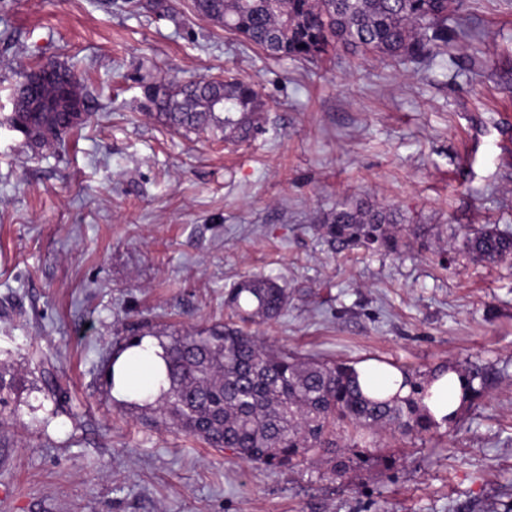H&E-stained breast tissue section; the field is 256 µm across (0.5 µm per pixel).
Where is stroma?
Masks as SVG:
<instances>
[{"label":"stroma","mask_w":512,"mask_h":512,"mask_svg":"<svg viewBox=\"0 0 512 512\" xmlns=\"http://www.w3.org/2000/svg\"><path fill=\"white\" fill-rule=\"evenodd\" d=\"M0 0V368L23 382L0 428V512H507L512 507V258L463 241L512 232V0H463L483 45L447 73L339 47L269 56L196 16L191 0ZM57 60L92 117L32 151L4 120L26 69ZM232 71L265 103L250 140L182 136L144 115L139 74ZM395 211L410 247L342 249L337 207ZM431 231L427 248L416 227ZM278 276L288 306L252 325L321 359L411 372L493 367L455 431L385 433L335 476L238 460L112 393L128 336L224 323L247 274ZM465 247L474 259L497 263L512 256V233L487 227L481 233L467 237Z\"/></svg>","instance_id":"1"}]
</instances>
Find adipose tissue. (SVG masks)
Wrapping results in <instances>:
<instances>
[{
  "mask_svg": "<svg viewBox=\"0 0 512 512\" xmlns=\"http://www.w3.org/2000/svg\"><path fill=\"white\" fill-rule=\"evenodd\" d=\"M156 340L147 337L140 345L124 350L114 363L113 393L119 398L143 399L159 392V380L164 373V362L159 356ZM356 369L363 390L371 396L401 398L410 395L411 386L405 385L402 374L386 365L364 361ZM430 395L423 398L429 415L443 421L449 414L463 409L462 381L458 373L436 371L430 377Z\"/></svg>",
  "mask_w": 512,
  "mask_h": 512,
  "instance_id": "1",
  "label": "adipose tissue"
}]
</instances>
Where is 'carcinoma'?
Returning <instances> with one entry per match:
<instances>
[{
  "instance_id": "carcinoma-1",
  "label": "carcinoma",
  "mask_w": 512,
  "mask_h": 512,
  "mask_svg": "<svg viewBox=\"0 0 512 512\" xmlns=\"http://www.w3.org/2000/svg\"><path fill=\"white\" fill-rule=\"evenodd\" d=\"M459 0H193L195 11L242 36L276 58L318 61L346 46L395 64L430 61L448 70V45L468 37L458 28ZM53 78L41 87L53 112L31 116L28 92L19 88L9 127L33 146L44 126L69 132L67 104L86 101L81 81L71 68L51 61ZM142 107L177 131H209L226 141L251 136L261 95L237 77L188 82L140 78ZM396 213L387 207L357 204L336 210L325 235L339 246H363L395 252L407 246L394 227ZM465 247L476 260L497 263L512 256V233L488 227L468 237ZM288 303L287 289L271 276L240 280L224 296V305L241 321L278 318ZM165 379L159 394L140 405L129 403L155 422L171 423L213 448H228L251 463L271 469L291 468L309 455L340 449L338 474L355 461L364 463L368 448L387 430L401 435L429 433L439 424L424 418L417 395L426 374L403 371L410 396L372 397L361 386L356 362L316 360L265 345L237 327L190 330L159 336ZM468 403L488 387V371L464 370ZM350 428L349 442L338 446L336 425Z\"/></svg>"
}]
</instances>
